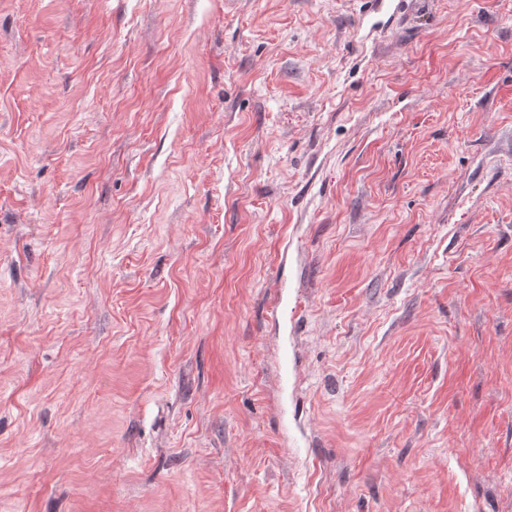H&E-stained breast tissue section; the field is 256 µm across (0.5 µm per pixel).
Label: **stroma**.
Masks as SVG:
<instances>
[{
    "mask_svg": "<svg viewBox=\"0 0 512 512\" xmlns=\"http://www.w3.org/2000/svg\"><path fill=\"white\" fill-rule=\"evenodd\" d=\"M0 512H512V0H0Z\"/></svg>",
    "mask_w": 512,
    "mask_h": 512,
    "instance_id": "35a3bbf8",
    "label": "stroma"
}]
</instances>
